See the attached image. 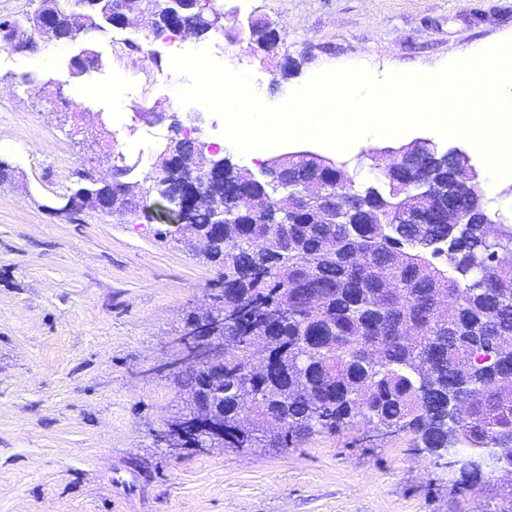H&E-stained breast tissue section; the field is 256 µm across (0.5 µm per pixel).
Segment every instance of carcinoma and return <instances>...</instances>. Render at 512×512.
Here are the masks:
<instances>
[{"label": "carcinoma", "mask_w": 512, "mask_h": 512, "mask_svg": "<svg viewBox=\"0 0 512 512\" xmlns=\"http://www.w3.org/2000/svg\"><path fill=\"white\" fill-rule=\"evenodd\" d=\"M153 34L198 38L224 31L211 0H42L45 34L57 42L84 25L122 28L145 10ZM259 19L249 40L266 55L286 52ZM85 50L80 76L98 66ZM112 142L97 158L110 176L62 193L67 216L117 203L162 223L156 185L183 203L164 234L218 268L213 302L187 313V329L224 303V360L177 376L185 409L224 430L226 448H297L316 433L375 425L409 431L435 459L455 453L454 484L485 482L476 461L512 457V224L500 246L483 239L484 190L454 201L471 223L417 199L421 172L376 154L373 184L325 167L302 202L263 177L253 181L210 145L170 138L142 178L115 163ZM195 166L190 191L171 164ZM123 196L115 201L114 183ZM255 199L252 212L239 210Z\"/></svg>", "instance_id": "cac0c4a2"}]
</instances>
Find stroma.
Returning <instances> with one entry per match:
<instances>
[{"mask_svg": "<svg viewBox=\"0 0 512 512\" xmlns=\"http://www.w3.org/2000/svg\"><path fill=\"white\" fill-rule=\"evenodd\" d=\"M227 38H208L219 62L254 75L269 105L325 69L366 62L378 76L436 71L476 45L512 39V0H219ZM272 20L297 62L255 54L247 21ZM142 49L127 50L122 40ZM99 57L69 73L85 49ZM175 48V47H174ZM168 40L150 14L71 43L0 47V156L16 169L0 186V512H500L502 473L457 490L451 469L415 448L412 435L369 440L364 430L317 434L301 447L171 452L157 432L182 406L172 378L143 372L165 358L191 307L205 303L217 269L163 237L156 224L85 211L81 222L46 211L76 182L91 145L111 130L126 164L137 161V107L170 114L220 143L242 171L312 150L356 183L371 179L370 152L421 138L457 147L479 173L487 167L460 137L416 128L370 136L348 151L307 141L264 149L253 160L223 133L224 122L176 94L186 85L170 66ZM82 90L77 123H59L56 100L34 94L48 79Z\"/></svg>", "mask_w": 512, "mask_h": 512, "instance_id": "35a3bbf8", "label": "stroma"}]
</instances>
